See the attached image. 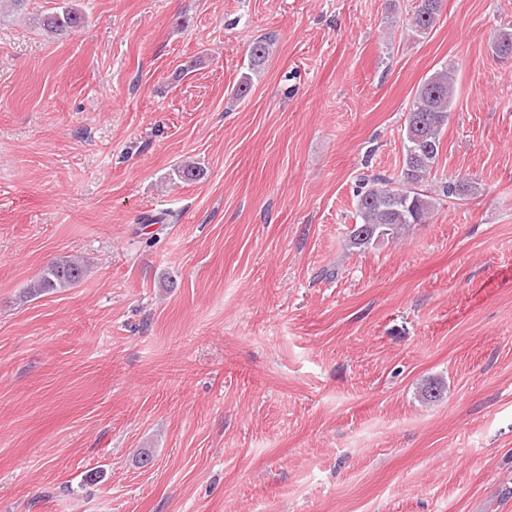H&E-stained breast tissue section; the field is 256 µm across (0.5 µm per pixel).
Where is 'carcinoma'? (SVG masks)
Masks as SVG:
<instances>
[{
  "mask_svg": "<svg viewBox=\"0 0 512 512\" xmlns=\"http://www.w3.org/2000/svg\"><path fill=\"white\" fill-rule=\"evenodd\" d=\"M444 0H416L411 27L418 36L428 34L442 12ZM84 15L67 5L39 18L42 29L52 36L71 35L84 27ZM271 38L255 40L250 47L251 66L261 65L270 55ZM499 56L512 57V31H498L492 41ZM456 83L453 69L443 66L435 70L416 89L404 119L403 160L401 170L393 176L372 175L362 179L356 205L359 222L349 231L354 248L366 247L377 240L395 239L412 224H424L437 209L439 197L464 199L481 192L478 184L455 175L440 180L438 189L429 191L425 183L438 172L441 137L448 114L455 101ZM185 182L204 175L200 163L184 160L175 168ZM87 265L69 257L47 265L26 286L22 298L65 290L83 280Z\"/></svg>",
  "mask_w": 512,
  "mask_h": 512,
  "instance_id": "1",
  "label": "carcinoma"
}]
</instances>
